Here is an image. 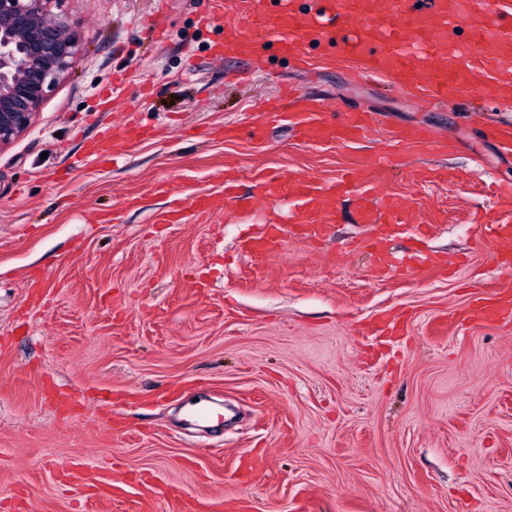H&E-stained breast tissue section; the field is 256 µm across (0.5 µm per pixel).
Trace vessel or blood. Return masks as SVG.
<instances>
[{"label": "vessel or blood", "instance_id": "b4317fda", "mask_svg": "<svg viewBox=\"0 0 512 512\" xmlns=\"http://www.w3.org/2000/svg\"><path fill=\"white\" fill-rule=\"evenodd\" d=\"M462 27L469 32L465 44L456 40ZM271 41L302 63L313 50L324 56L343 52L361 64L365 76L420 90L437 103L474 90L494 101L512 99V71L505 68L512 61V0H240L220 48L257 59ZM259 119L288 122L311 144L353 141L369 129L366 114L348 112L336 123L304 96H283L279 105L264 107ZM141 135L137 127L123 138L102 135L85 154L91 161L112 157L135 145ZM257 183L262 203L298 197L290 222L307 240L322 237L333 223L336 196L358 193L361 221L375 232L370 246L378 252L382 269L388 265L382 255L384 241L396 226L411 220L407 199L387 191L382 169L373 164L351 167L327 186L275 173L258 175ZM232 199L229 192L200 194L188 206L197 218L208 219ZM497 201L502 217L485 230L512 243V187L499 188ZM280 243L279 226L269 225L246 241L245 251L263 255Z\"/></svg>", "mask_w": 512, "mask_h": 512}]
</instances>
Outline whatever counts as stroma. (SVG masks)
<instances>
[{"instance_id":"stroma-1","label":"stroma","mask_w":512,"mask_h":512,"mask_svg":"<svg viewBox=\"0 0 512 512\" xmlns=\"http://www.w3.org/2000/svg\"><path fill=\"white\" fill-rule=\"evenodd\" d=\"M208 2L55 0L82 51L33 128L0 147V512H101L104 484L86 480L106 465L126 489L111 512L148 480L222 512H512V321L466 317L476 296L512 291L482 223L512 156L478 131L512 124V103L476 92L436 106L358 79L354 60L314 55L302 70L274 45L219 59ZM288 84L334 121L376 113L374 131L312 145L256 128L252 102ZM132 125L150 137L74 166L85 142ZM409 127L449 151L402 150L393 134ZM381 156L416 216L389 239L385 273L359 248L357 194L335 199L318 241L288 234L293 199L251 206L255 172L326 185ZM229 169L236 204L157 223L173 201L220 194ZM266 224L284 228L281 248L244 254ZM429 256L452 272H429ZM205 399L223 416L199 430L187 406ZM108 410L133 436L101 430ZM249 454L242 484L231 472Z\"/></svg>"}]
</instances>
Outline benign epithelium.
<instances>
[{"label":"benign epithelium","instance_id":"obj_1","mask_svg":"<svg viewBox=\"0 0 512 512\" xmlns=\"http://www.w3.org/2000/svg\"><path fill=\"white\" fill-rule=\"evenodd\" d=\"M51 0H0V146L25 135L81 52V33Z\"/></svg>","mask_w":512,"mask_h":512}]
</instances>
